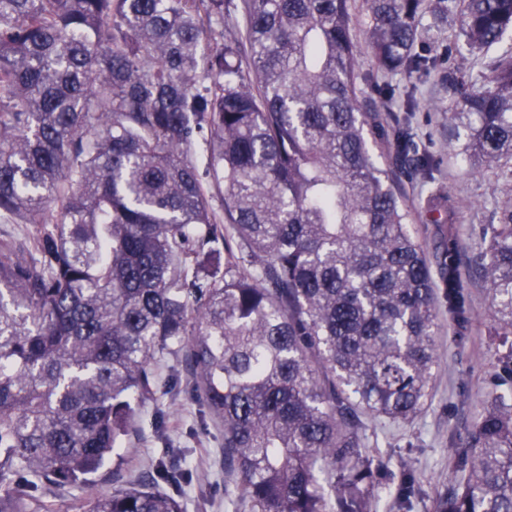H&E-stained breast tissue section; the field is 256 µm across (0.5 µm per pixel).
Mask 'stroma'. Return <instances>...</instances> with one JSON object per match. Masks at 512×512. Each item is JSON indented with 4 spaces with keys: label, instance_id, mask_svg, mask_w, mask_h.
I'll use <instances>...</instances> for the list:
<instances>
[{
    "label": "stroma",
    "instance_id": "35a3bbf8",
    "mask_svg": "<svg viewBox=\"0 0 512 512\" xmlns=\"http://www.w3.org/2000/svg\"><path fill=\"white\" fill-rule=\"evenodd\" d=\"M417 87V109L410 115L413 131L421 149L437 161L435 185L456 203L454 223H433L426 208L428 189L410 179V162L394 159L389 149L384 156L393 162L413 214L410 229L427 253L434 282H441L444 250L455 242L466 310L460 318L440 313L439 360L421 413L412 422L384 430L378 480L388 492L385 512H434L437 500L453 485L455 450L465 445L485 400L497 391L499 363L508 349L493 331L491 297L475 260L483 227L495 223L496 207L512 195V185L496 170H470L462 153L464 138L448 126L433 78L419 79ZM167 374L176 387L144 408L136 432L125 443L121 475L105 464L90 481L44 495L42 512H83L90 498L110 492L128 475L164 476L166 489L181 488L185 512H233L224 489V425L193 397L177 361H170ZM407 471L416 494L404 509L390 492Z\"/></svg>",
    "mask_w": 512,
    "mask_h": 512
}]
</instances>
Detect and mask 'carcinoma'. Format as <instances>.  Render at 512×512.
<instances>
[{
	"label": "carcinoma",
	"mask_w": 512,
	"mask_h": 512,
	"mask_svg": "<svg viewBox=\"0 0 512 512\" xmlns=\"http://www.w3.org/2000/svg\"><path fill=\"white\" fill-rule=\"evenodd\" d=\"M0 0V512L115 460L182 361L224 423L240 512H380L390 423L430 394L439 309L362 50L433 74L475 169L512 181V0ZM384 136L414 149L398 121ZM28 256H23L22 251ZM477 263L512 335V198ZM448 312H465L454 244ZM436 512H512V397L485 402ZM86 512H184L137 477Z\"/></svg>",
	"instance_id": "obj_1"
}]
</instances>
